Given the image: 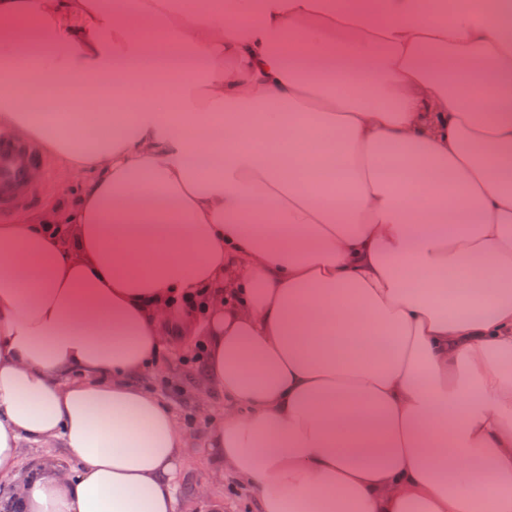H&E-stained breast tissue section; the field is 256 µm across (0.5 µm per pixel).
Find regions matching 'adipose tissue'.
Segmentation results:
<instances>
[{
  "label": "adipose tissue",
  "mask_w": 512,
  "mask_h": 512,
  "mask_svg": "<svg viewBox=\"0 0 512 512\" xmlns=\"http://www.w3.org/2000/svg\"><path fill=\"white\" fill-rule=\"evenodd\" d=\"M441 8L0 0V127L94 174L66 232L0 224L11 512H177L185 434L130 379L202 288L260 512H512V0ZM26 442L77 469L18 477Z\"/></svg>",
  "instance_id": "ef3b65f1"
}]
</instances>
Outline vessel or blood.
I'll use <instances>...</instances> for the list:
<instances>
[{"instance_id":"obj_1","label":"vessel or blood","mask_w":512,"mask_h":512,"mask_svg":"<svg viewBox=\"0 0 512 512\" xmlns=\"http://www.w3.org/2000/svg\"><path fill=\"white\" fill-rule=\"evenodd\" d=\"M42 163L40 153L23 138L0 133V218L13 216L34 197L30 173Z\"/></svg>"}]
</instances>
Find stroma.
<instances>
[{"label": "stroma", "instance_id": "35a3bbf8", "mask_svg": "<svg viewBox=\"0 0 512 512\" xmlns=\"http://www.w3.org/2000/svg\"><path fill=\"white\" fill-rule=\"evenodd\" d=\"M84 172L69 171L46 158L37 181L39 204L20 211L15 223L25 224L35 215L69 206L87 181ZM181 310H173L165 325L167 342L162 353L140 375L135 385L165 402L185 431L177 486L178 512H256L247 487L224 469L209 446L212 425L224 417V393L207 383L202 368L191 357L202 343L207 316H197L194 332L180 330Z\"/></svg>", "mask_w": 512, "mask_h": 512}]
</instances>
